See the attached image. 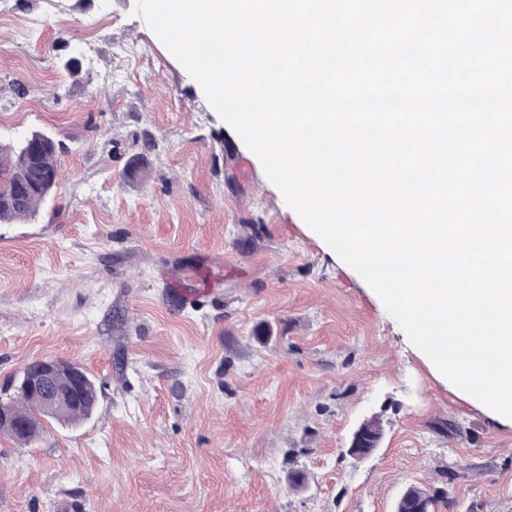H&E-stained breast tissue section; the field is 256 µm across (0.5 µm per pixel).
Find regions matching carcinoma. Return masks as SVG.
Here are the masks:
<instances>
[{
	"label": "carcinoma",
	"instance_id": "carcinoma-1",
	"mask_svg": "<svg viewBox=\"0 0 512 512\" xmlns=\"http://www.w3.org/2000/svg\"><path fill=\"white\" fill-rule=\"evenodd\" d=\"M62 146L54 138L39 148H30L27 140L12 144H0V173L5 188L0 193V223L12 222L33 215L37 207L56 191L60 172L58 157ZM79 384L85 394V402L67 408L61 415H49L43 407L39 393L19 391L11 405L18 421L28 425V431L17 434L19 442L27 444L40 436L43 422L49 419L68 424H78L93 412L98 393L88 386V381L77 382L69 375L60 377V384ZM437 498L418 486L407 487L396 502L398 512H434Z\"/></svg>",
	"mask_w": 512,
	"mask_h": 512
}]
</instances>
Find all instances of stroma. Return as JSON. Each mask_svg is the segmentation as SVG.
Listing matches in <instances>:
<instances>
[{
  "instance_id": "obj_1",
  "label": "stroma",
  "mask_w": 512,
  "mask_h": 512,
  "mask_svg": "<svg viewBox=\"0 0 512 512\" xmlns=\"http://www.w3.org/2000/svg\"><path fill=\"white\" fill-rule=\"evenodd\" d=\"M134 7L0 0V142L65 146L53 197L0 223V389L64 358L100 390L81 424L0 435V512H394L411 485L512 512V424L415 350Z\"/></svg>"
}]
</instances>
